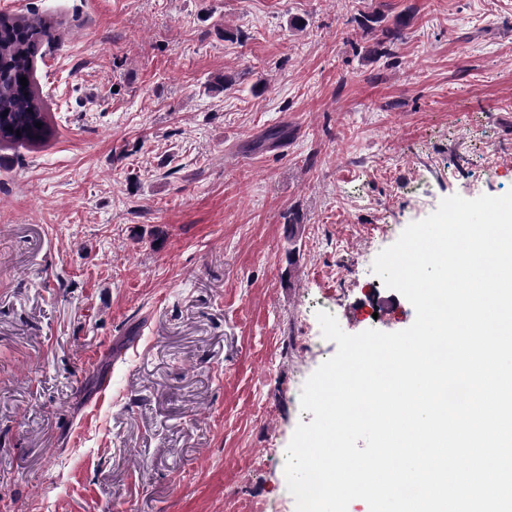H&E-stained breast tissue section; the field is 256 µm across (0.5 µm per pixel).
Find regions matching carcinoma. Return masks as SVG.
<instances>
[{
  "label": "carcinoma",
  "instance_id": "obj_1",
  "mask_svg": "<svg viewBox=\"0 0 512 512\" xmlns=\"http://www.w3.org/2000/svg\"><path fill=\"white\" fill-rule=\"evenodd\" d=\"M406 20L381 30L382 39L373 52L383 53L384 44L401 36ZM53 38V26L42 18L16 19L0 14V142L34 144L48 135L43 106L33 85V62L43 43ZM28 80L27 86L20 78ZM42 123L36 127V123Z\"/></svg>",
  "mask_w": 512,
  "mask_h": 512
}]
</instances>
